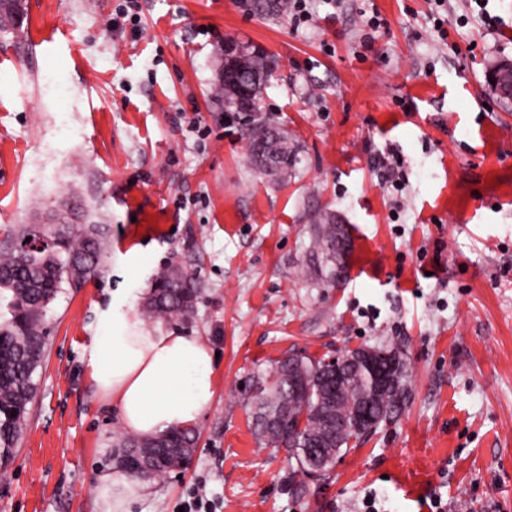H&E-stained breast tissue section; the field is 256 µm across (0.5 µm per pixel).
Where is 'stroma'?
<instances>
[{"mask_svg": "<svg viewBox=\"0 0 512 512\" xmlns=\"http://www.w3.org/2000/svg\"><path fill=\"white\" fill-rule=\"evenodd\" d=\"M252 2L141 0L135 35L112 24L120 0H27L24 41L0 39V231L78 199L109 242L104 273L50 306L0 512H103L124 429L84 355L113 296L139 312L172 261L202 291L162 327L217 352L215 395L190 467L128 512L196 492L211 512H366L371 496L377 512H512V99L488 78L512 63V0H489L491 25L474 0H310L299 28ZM368 10L385 21L369 50ZM228 40L272 61L262 107L297 149L288 179L251 167L214 94ZM389 147L400 191L374 165ZM328 216L352 243L333 279L313 254ZM379 343L407 358V406L295 493L286 450L256 436V382L291 355Z\"/></svg>", "mask_w": 512, "mask_h": 512, "instance_id": "1", "label": "stroma"}]
</instances>
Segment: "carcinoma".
<instances>
[{
	"label": "carcinoma",
	"mask_w": 512,
	"mask_h": 512,
	"mask_svg": "<svg viewBox=\"0 0 512 512\" xmlns=\"http://www.w3.org/2000/svg\"><path fill=\"white\" fill-rule=\"evenodd\" d=\"M0 33L19 38L24 22L17 21L7 7L0 8ZM240 67L249 79L253 99L261 101L262 89L271 75V62L263 50L246 49L240 55ZM265 124L263 117L252 118L247 128L250 164L258 169L265 161L276 164L279 177L288 176L296 161L288 134ZM316 253L322 260L336 263L350 247L348 238L330 217L314 230ZM44 241V246L24 250L26 239ZM106 255V227L103 224H22L4 230L0 245V471L6 470L22 434L37 394L35 375L46 350V316L50 304L62 290V283L81 284L100 277ZM200 295L196 276L176 263H168L156 274L153 286L142 305L148 319H189ZM369 376L349 371L342 381L326 361L304 356L279 360L272 379L257 382L255 414L278 415L274 423H257L263 444L284 448L295 461L294 472L310 469L311 457L322 462L326 476L356 443L368 436L344 424L342 410L364 403L377 424H386L406 406L400 395H408L409 367L401 363L398 389L372 393ZM118 447L124 449L120 465L129 469L133 454L149 450L152 467L142 473L160 478L181 467L193 457L196 432L172 428L153 438L122 436Z\"/></svg>",
	"instance_id": "carcinoma-1"
}]
</instances>
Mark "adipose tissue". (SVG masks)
Wrapping results in <instances>:
<instances>
[{
    "label": "adipose tissue",
    "mask_w": 512,
    "mask_h": 512,
    "mask_svg": "<svg viewBox=\"0 0 512 512\" xmlns=\"http://www.w3.org/2000/svg\"><path fill=\"white\" fill-rule=\"evenodd\" d=\"M212 355L201 337L148 328L117 295L84 359L86 377L123 428L150 437L195 426L215 391Z\"/></svg>",
    "instance_id": "obj_1"
}]
</instances>
